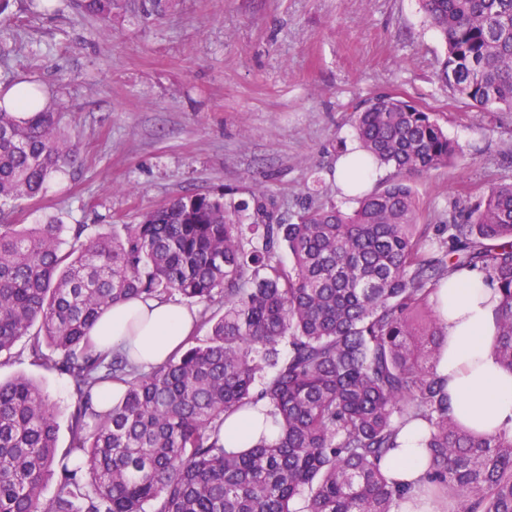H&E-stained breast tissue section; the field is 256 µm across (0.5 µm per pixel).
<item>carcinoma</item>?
I'll use <instances>...</instances> for the list:
<instances>
[{
  "mask_svg": "<svg viewBox=\"0 0 512 512\" xmlns=\"http://www.w3.org/2000/svg\"><path fill=\"white\" fill-rule=\"evenodd\" d=\"M420 2L445 42L438 76L450 94L512 112V0ZM75 5L108 22L119 0ZM350 109L364 159L393 168L350 210L326 201L286 219L261 190L248 215L183 195L120 233L88 235L84 224L12 223L3 206L41 197L75 149L60 112L21 122L0 103V356L21 340L36 362L52 350L76 396L59 456L49 396L27 377L0 382V512H395L407 489L383 466L415 419L430 451L426 499L512 512V438L454 417L432 301L449 275L484 272L499 294L494 350L512 372V183L446 224H421L406 176L448 166L458 146L399 95ZM173 294L223 305L200 315L205 342L148 372L89 343L105 309ZM116 380L123 397L102 411L94 397ZM258 406L278 437L226 451L225 419Z\"/></svg>",
  "mask_w": 512,
  "mask_h": 512,
  "instance_id": "obj_1",
  "label": "carcinoma"
}]
</instances>
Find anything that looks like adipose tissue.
<instances>
[{"mask_svg":"<svg viewBox=\"0 0 512 512\" xmlns=\"http://www.w3.org/2000/svg\"><path fill=\"white\" fill-rule=\"evenodd\" d=\"M381 173L379 165H361L353 145L336 160V183L346 193L355 186L370 190ZM438 297L448 334L438 370L448 379L454 416L477 434L512 437V372L500 365L492 344L498 294L483 273L461 271L444 281ZM196 320L194 310L170 300H132L105 310L91 336L99 347L129 352L136 364L151 368L183 347ZM421 430L418 422L403 428L387 469L408 490L398 512H436L432 504L418 501L429 457L421 443ZM262 436L272 440L277 431L255 410L231 416L220 434L230 452L250 447Z\"/></svg>","mask_w":512,"mask_h":512,"instance_id":"obj_1","label":"adipose tissue"}]
</instances>
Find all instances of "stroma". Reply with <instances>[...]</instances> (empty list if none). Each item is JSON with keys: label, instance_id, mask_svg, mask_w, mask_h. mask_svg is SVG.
Masks as SVG:
<instances>
[{"label": "stroma", "instance_id": "stroma-1", "mask_svg": "<svg viewBox=\"0 0 512 512\" xmlns=\"http://www.w3.org/2000/svg\"><path fill=\"white\" fill-rule=\"evenodd\" d=\"M444 44L419 0H166L160 13L126 0L111 23L68 7L10 0L0 17V88L49 89L76 144L42 198L8 204L13 222L99 227L138 223L185 194L238 205L263 188L275 213L300 208L314 177L339 200L336 156L355 137L350 104L382 91L436 114L461 154L409 179L425 224H444L496 183L512 181V113H478L437 75ZM37 381L70 439L66 376L23 344L0 380Z\"/></svg>", "mask_w": 512, "mask_h": 512}]
</instances>
